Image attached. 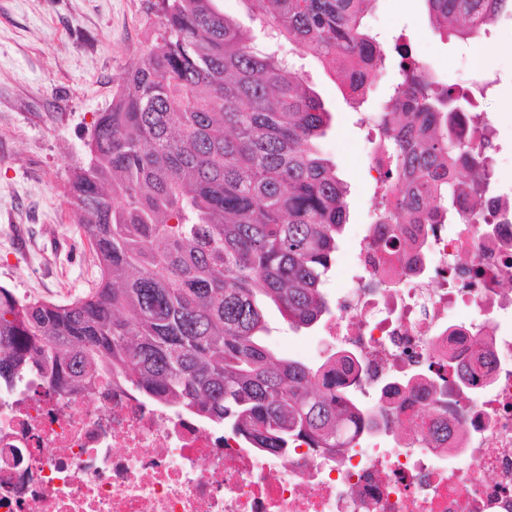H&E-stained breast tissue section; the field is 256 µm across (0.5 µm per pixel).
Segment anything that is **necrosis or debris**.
Instances as JSON below:
<instances>
[{"mask_svg":"<svg viewBox=\"0 0 512 512\" xmlns=\"http://www.w3.org/2000/svg\"><path fill=\"white\" fill-rule=\"evenodd\" d=\"M424 230L426 252L390 257L375 245L386 224H370L358 262L394 286L358 285L330 322L363 358L360 395L389 387L368 407L383 425L352 447L262 455L129 389L45 394L28 375L0 391V512H512V328L497 321L512 312V222ZM461 304L473 320L451 319ZM479 350L487 365L459 401L389 381L416 355L444 373ZM417 412L448 418L447 441L399 434Z\"/></svg>","mask_w":512,"mask_h":512,"instance_id":"necrosis-or-debris-1","label":"necrosis or debris"}]
</instances>
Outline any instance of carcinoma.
<instances>
[{"label": "carcinoma", "mask_w": 512, "mask_h": 512, "mask_svg": "<svg viewBox=\"0 0 512 512\" xmlns=\"http://www.w3.org/2000/svg\"><path fill=\"white\" fill-rule=\"evenodd\" d=\"M216 0H156L157 36L99 113L67 195L93 246L99 277L83 296L56 304L19 299L0 286V389L35 375L46 393L127 387L235 433L278 456L301 444L350 448L363 409L348 377L360 360L339 352L313 366L271 350L266 309L295 329L332 315L324 292L347 221V186L320 149L331 112L283 58L255 47L250 30ZM285 40L313 55L363 98L351 75L383 51L365 27L376 0H244ZM433 27L463 40L506 15L512 0H423ZM413 93L397 85V112L380 116L388 184L378 209L390 222L382 251L415 244L413 226L463 223L493 169L492 141L455 133L469 94L441 85L398 48ZM485 174L472 184L473 171ZM482 355L453 366L475 380ZM401 424L448 439L429 413Z\"/></svg>", "instance_id": "cac0c4a2"}]
</instances>
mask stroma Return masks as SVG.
<instances>
[{
    "label": "stroma",
    "mask_w": 512,
    "mask_h": 512,
    "mask_svg": "<svg viewBox=\"0 0 512 512\" xmlns=\"http://www.w3.org/2000/svg\"><path fill=\"white\" fill-rule=\"evenodd\" d=\"M148 0H0V286L20 298L67 303L99 275L93 250L75 223L66 195L71 169L99 112L112 102L126 70L141 61L153 35ZM368 27L385 44L380 77L360 107L342 97L312 55L282 44L281 55L301 61L310 84L332 112L321 149L348 186V221L325 288L338 302L362 275L355 256L375 209L378 185L370 151L379 106L400 81L395 43L430 59L440 82L468 85L465 49L429 22L423 0H376ZM483 43L493 50L498 84L478 100L493 130L495 190L512 202V20L492 26ZM271 345L314 363L312 347L329 348L324 325L294 330L268 310Z\"/></svg>",
    "instance_id": "stroma-1"
}]
</instances>
